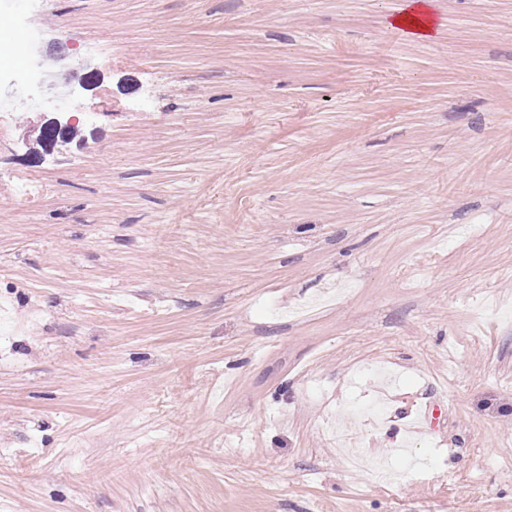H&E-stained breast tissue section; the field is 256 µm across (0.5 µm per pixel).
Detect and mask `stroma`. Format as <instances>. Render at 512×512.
Masks as SVG:
<instances>
[{
  "mask_svg": "<svg viewBox=\"0 0 512 512\" xmlns=\"http://www.w3.org/2000/svg\"><path fill=\"white\" fill-rule=\"evenodd\" d=\"M401 4L0 0V512H512V0ZM432 0H406L401 14L394 23L407 27L415 36H424L433 31Z\"/></svg>",
  "mask_w": 512,
  "mask_h": 512,
  "instance_id": "obj_1",
  "label": "stroma"
}]
</instances>
